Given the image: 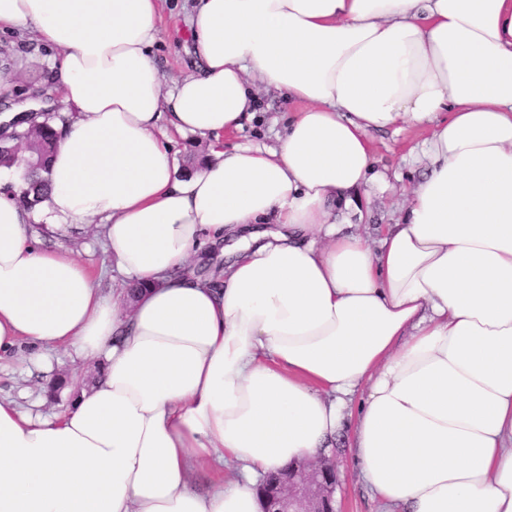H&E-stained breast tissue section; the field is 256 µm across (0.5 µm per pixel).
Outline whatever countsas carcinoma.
<instances>
[{
  "instance_id": "cac0c4a2",
  "label": "carcinoma",
  "mask_w": 512,
  "mask_h": 512,
  "mask_svg": "<svg viewBox=\"0 0 512 512\" xmlns=\"http://www.w3.org/2000/svg\"><path fill=\"white\" fill-rule=\"evenodd\" d=\"M55 146L52 126L43 124L32 130L24 129L15 136L0 139V167H23L27 188L21 203L32 208L43 199L48 187V163Z\"/></svg>"
}]
</instances>
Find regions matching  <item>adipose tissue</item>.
<instances>
[{"label":"adipose tissue","instance_id":"ef3b65f1","mask_svg":"<svg viewBox=\"0 0 512 512\" xmlns=\"http://www.w3.org/2000/svg\"><path fill=\"white\" fill-rule=\"evenodd\" d=\"M162 2L0 0L68 115L47 224L100 225L141 287L40 248L0 168V355L103 368L59 414L0 400V512H262L260 481L348 421L385 512H512V0H198L201 66L170 85ZM262 86L291 105L278 146L178 173L163 132L241 130ZM425 125L396 223L345 232L336 206L380 178L371 132ZM204 248L217 279L190 268Z\"/></svg>","mask_w":512,"mask_h":512}]
</instances>
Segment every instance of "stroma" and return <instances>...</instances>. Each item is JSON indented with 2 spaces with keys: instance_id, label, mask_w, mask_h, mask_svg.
I'll return each mask as SVG.
<instances>
[{
  "instance_id": "stroma-1",
  "label": "stroma",
  "mask_w": 512,
  "mask_h": 512,
  "mask_svg": "<svg viewBox=\"0 0 512 512\" xmlns=\"http://www.w3.org/2000/svg\"><path fill=\"white\" fill-rule=\"evenodd\" d=\"M193 6V0H164L163 3L160 35L151 54L169 84L194 69L190 30ZM50 64V51L33 33L21 37L0 35V72L10 76L14 99L22 100L36 92H44L52 107L45 110L43 116L54 123L61 120L62 114L55 107L60 94L50 89L46 81ZM257 101L255 120L246 123L239 132L222 134V149L229 150L247 142L276 145L287 119L288 103L271 87L259 90ZM428 135V129L423 127L373 134L375 166L385 171L391 181L388 188L374 187L361 194L364 217L354 229L370 244H377L385 225L395 222L407 191L420 178L424 165L413 159L410 150ZM36 230L43 247L72 251L105 292L127 287L126 277L117 270L105 250L99 227L76 224L64 235L50 233L41 224ZM99 375L98 365L81 360L68 351L47 350L45 359L39 361L32 348L26 346L14 357L0 361V398L14 400L24 410L58 413L69 405L73 388H91ZM332 456L338 462L334 494L337 512H383L381 503L371 496L354 473L346 437L337 439Z\"/></svg>"
}]
</instances>
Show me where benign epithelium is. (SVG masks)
Returning <instances> with one entry per match:
<instances>
[{
	"label": "benign epithelium",
	"instance_id": "benign-epithelium-1",
	"mask_svg": "<svg viewBox=\"0 0 512 512\" xmlns=\"http://www.w3.org/2000/svg\"><path fill=\"white\" fill-rule=\"evenodd\" d=\"M282 474L283 481L264 492V512H336L335 461L303 462Z\"/></svg>",
	"mask_w": 512,
	"mask_h": 512
}]
</instances>
